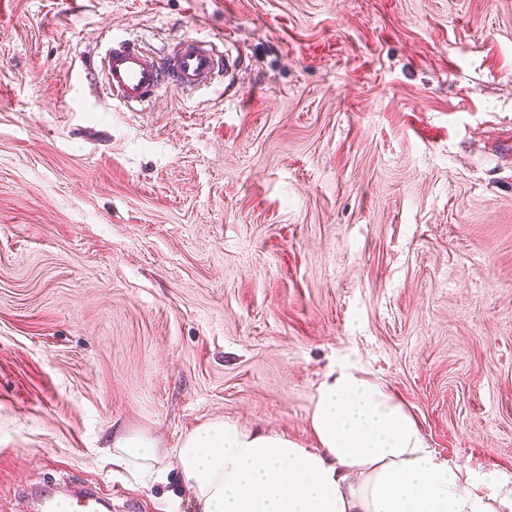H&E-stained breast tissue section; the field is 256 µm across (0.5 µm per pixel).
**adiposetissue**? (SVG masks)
Instances as JSON below:
<instances>
[{
	"label": "adipose tissue",
	"mask_w": 512,
	"mask_h": 512,
	"mask_svg": "<svg viewBox=\"0 0 512 512\" xmlns=\"http://www.w3.org/2000/svg\"><path fill=\"white\" fill-rule=\"evenodd\" d=\"M307 448L275 431L213 420L176 449L195 512H512V480L441 458L404 402L352 366L321 381ZM112 461L159 480L150 438L119 439Z\"/></svg>",
	"instance_id": "adipose-tissue-1"
}]
</instances>
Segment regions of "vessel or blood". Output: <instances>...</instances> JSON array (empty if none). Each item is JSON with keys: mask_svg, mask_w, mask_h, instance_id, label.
I'll list each match as a JSON object with an SVG mask.
<instances>
[{"mask_svg": "<svg viewBox=\"0 0 512 512\" xmlns=\"http://www.w3.org/2000/svg\"><path fill=\"white\" fill-rule=\"evenodd\" d=\"M109 99L129 109H149L170 89L189 94L211 83L224 66L213 42L183 36L164 56L118 42L96 62Z\"/></svg>", "mask_w": 512, "mask_h": 512, "instance_id": "vessel-or-blood-1", "label": "vessel or blood"}]
</instances>
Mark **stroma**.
Segmentation results:
<instances>
[{"label": "stroma", "instance_id": "35a3bbf8", "mask_svg": "<svg viewBox=\"0 0 512 512\" xmlns=\"http://www.w3.org/2000/svg\"><path fill=\"white\" fill-rule=\"evenodd\" d=\"M190 32L213 85L105 105L94 55ZM343 365L512 476V0H0V512H193L187 432L314 447ZM112 464L122 466L144 485L159 480L163 475V470L157 467L154 442L141 435L119 439L112 449Z\"/></svg>", "mask_w": 512, "mask_h": 512}]
</instances>
